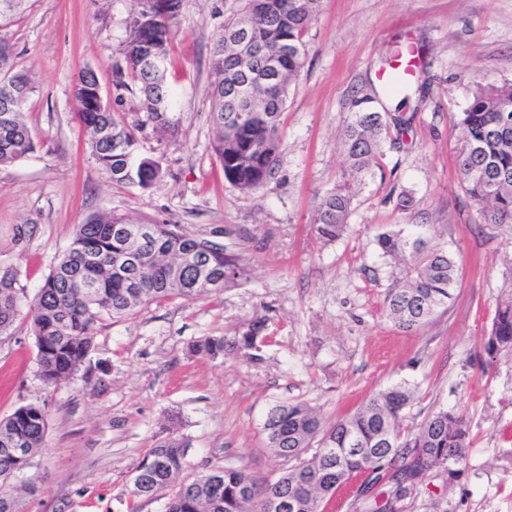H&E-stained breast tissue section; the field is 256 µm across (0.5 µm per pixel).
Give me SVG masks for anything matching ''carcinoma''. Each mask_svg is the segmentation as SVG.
I'll list each match as a JSON object with an SVG mask.
<instances>
[{
    "mask_svg": "<svg viewBox=\"0 0 512 512\" xmlns=\"http://www.w3.org/2000/svg\"><path fill=\"white\" fill-rule=\"evenodd\" d=\"M25 0H0V29L8 27ZM251 0L224 21V33L211 48L212 120L218 129L213 149L224 179L250 193L276 179L279 173L281 116L291 82L304 65L305 37L322 0H263L254 14L251 39L258 52H237L232 33L249 17ZM182 0H141V9L127 23L129 34L120 55L112 61L115 102L122 92L137 87L144 111L128 118L99 96L97 73L87 68L75 82L76 117L89 133V147L103 172L117 183L148 190L162 181L161 163L137 152L138 134L147 128L177 142L178 119L167 85L166 70L153 61H165L174 37V22ZM276 62L274 73L267 62ZM33 83L17 68L11 45L0 38V166H9L33 153L36 143L23 120ZM376 99L362 97L343 130L345 171L350 180L365 176L381 153L389 127L404 130L401 114L378 112ZM463 145L459 170L465 190L482 205L488 224H512V82L478 83L469 106L461 113ZM350 180L321 199L315 220L324 242L341 238L352 205ZM120 219L94 214L76 225L71 243L58 258L28 305L30 331L35 338L38 373L48 386L72 379L93 346L97 323L103 316L122 318L139 308L171 298H198L207 284L236 286L244 268L231 233L216 230L210 237L184 233L177 224H154L147 240L114 232ZM226 242L218 241L220 237ZM395 272L386 296L387 317L406 332L414 331L454 299L458 268L444 246L431 245L420 226L385 225L375 236ZM131 251L137 263L127 275L113 272V255ZM94 253L88 266L85 255ZM205 260L189 263L186 254ZM17 275L0 273V335L21 316V289ZM265 320H253L238 336H208L189 345V353L210 358L235 350L246 358L267 337ZM485 363L512 356V268L505 275L490 330L483 345ZM413 391L406 382L377 393L353 413L325 422L306 402L275 406L263 424L268 447L284 467L272 483H260L242 468H211L192 478L179 479L185 448L174 438H162L134 469L130 495L152 499L171 485L175 491L165 512H268L280 499L305 502L303 512H324L325 502L337 490L361 478L381 488L367 499L356 498L364 512H396V503L432 470L448 468L465 457L469 426L462 413L442 405L420 423L403 427L404 410ZM47 409L39 403L16 408L0 419V512H17L14 476L28 468L43 449Z\"/></svg>",
    "mask_w": 512,
    "mask_h": 512,
    "instance_id": "carcinoma-1",
    "label": "carcinoma"
}]
</instances>
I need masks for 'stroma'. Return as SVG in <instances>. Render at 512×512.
<instances>
[{
  "instance_id": "stroma-1",
  "label": "stroma",
  "mask_w": 512,
  "mask_h": 512,
  "mask_svg": "<svg viewBox=\"0 0 512 512\" xmlns=\"http://www.w3.org/2000/svg\"><path fill=\"white\" fill-rule=\"evenodd\" d=\"M239 5L183 0L168 58L182 145L140 137L139 154L168 171L147 191L100 170L73 97L87 67L105 99L118 96L110 65L140 0H29L4 32L35 78L25 116L36 149L0 168V270L16 272L18 288L34 296L76 224L97 212L194 235L239 229L245 267L240 286L104 318L77 376L55 388L38 374L28 321L0 335V418L31 402L48 410L32 484L15 491L20 512H165L172 488L134 502L129 479L168 436L186 447V474L233 466L274 481L282 461L262 433L274 406L306 401L333 421L403 381L415 389L405 426L454 406L471 445L399 512H512V358L489 370L478 359L512 228L484 223L457 164V120L476 83L512 81V0H325L281 118L279 174L246 194L224 179L209 98L210 48ZM403 44L418 57L409 129L384 139L379 166L354 185L349 231L322 242L317 206L342 180V131L356 100L381 89V58ZM385 224L422 225L459 267L453 303L414 332L386 315L394 265L374 245ZM258 316L267 341L255 358L189 356L192 342L241 334Z\"/></svg>"
}]
</instances>
